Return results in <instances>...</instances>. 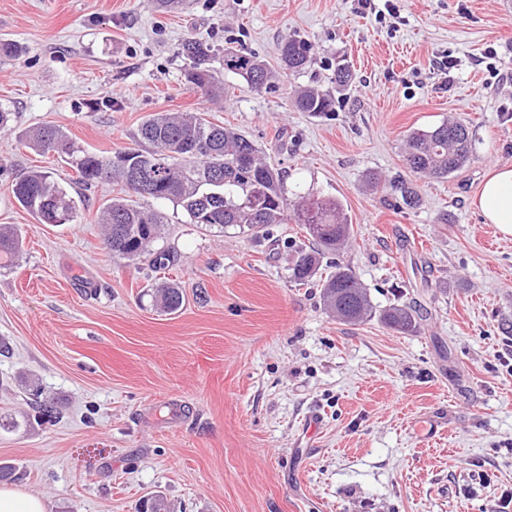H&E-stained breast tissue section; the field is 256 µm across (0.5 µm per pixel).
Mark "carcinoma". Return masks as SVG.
<instances>
[{
  "label": "carcinoma",
  "mask_w": 512,
  "mask_h": 512,
  "mask_svg": "<svg viewBox=\"0 0 512 512\" xmlns=\"http://www.w3.org/2000/svg\"><path fill=\"white\" fill-rule=\"evenodd\" d=\"M182 53L193 59L188 82L203 94L215 97L224 92L219 75L204 66L210 47L196 41L182 44ZM228 69L242 75L255 89L268 87L272 74L266 64L253 55L233 50L226 53ZM279 60L291 74L303 73L311 63L308 44L290 37L279 46ZM336 100L313 87L299 89L293 97L298 112L312 116L334 110ZM141 148L118 150L111 156L88 152L71 141L54 125H40L22 134L24 144L39 153H54L74 169L77 181L85 187L110 182L119 193L103 207V244L112 256L135 261L152 255L153 265L164 267L171 261L165 249H152L161 239L165 217L149 205L151 201H170L190 220L206 229L234 228L242 235H255L273 224H286L292 217L305 225L313 246L299 252L291 267L293 281L303 284L315 276L321 259L339 251L349 239L351 222L342 204L311 193L299 197L293 210L283 195L282 182L246 136L201 116L156 114L139 128ZM471 155L468 127L459 121L443 122L429 130H418L406 143V165L416 175L446 178L461 170ZM135 170L148 180L145 193L130 191L125 172ZM395 189L407 207L419 201L416 185L399 180ZM19 204L41 224H70L78 215L79 202L58 182L52 172L41 168L20 175L12 184ZM21 251V238L11 224L0 225V266L9 265ZM153 306L164 314H175L184 304L182 287L177 283L153 285L146 290ZM325 306L336 317L361 322L375 315L401 332L416 328L413 311L393 306L377 311L370 296L353 271L334 265L322 283ZM34 413L0 416V431L28 430L59 419L60 410L48 401H37ZM139 512H171L162 495H154L140 505Z\"/></svg>",
  "instance_id": "1"
}]
</instances>
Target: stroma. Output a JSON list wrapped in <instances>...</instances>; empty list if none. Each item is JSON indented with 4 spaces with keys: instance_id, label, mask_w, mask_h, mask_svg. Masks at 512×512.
Here are the masks:
<instances>
[{
    "instance_id": "stroma-1",
    "label": "stroma",
    "mask_w": 512,
    "mask_h": 512,
    "mask_svg": "<svg viewBox=\"0 0 512 512\" xmlns=\"http://www.w3.org/2000/svg\"><path fill=\"white\" fill-rule=\"evenodd\" d=\"M0 0V224L23 236L0 268V414L30 411L19 379H39L62 417L0 432V463L48 512H136L160 493L173 512H502L512 489V237L470 206L493 166L512 165V0ZM310 43L305 73H283L278 47ZM189 39L212 48L224 81L210 98L186 81ZM233 49L272 71L255 91L224 67ZM452 58L444 70L439 62ZM332 113L295 111L301 86L335 90ZM160 112H197L247 136L288 199L340 201L347 244L323 266L350 267L377 309L419 313L404 334L373 317L325 310L320 278L290 266L312 241L275 224L255 239L207 231L172 202L163 269L112 257L100 214L111 185L73 181L59 158L20 139L59 126L82 148L138 147ZM465 123L470 162L418 180L419 203L392 186L408 177L410 133ZM33 167L80 198L74 223H38L11 192ZM378 186H371V177ZM179 283L182 310L157 313L143 288ZM80 448L104 454L92 467Z\"/></svg>"
}]
</instances>
